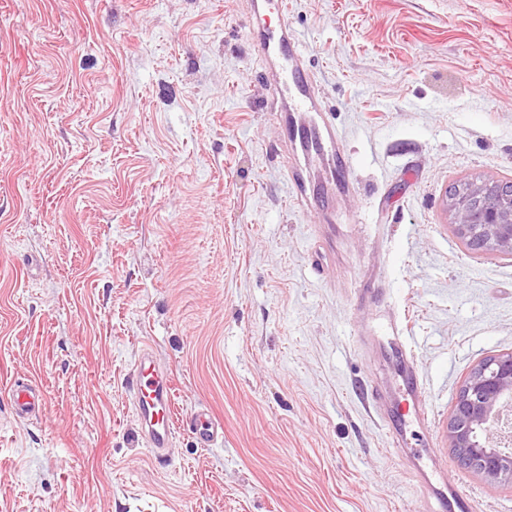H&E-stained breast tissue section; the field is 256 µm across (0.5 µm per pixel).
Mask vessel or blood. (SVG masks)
I'll return each instance as SVG.
<instances>
[{
  "label": "vessel or blood",
  "mask_w": 512,
  "mask_h": 512,
  "mask_svg": "<svg viewBox=\"0 0 512 512\" xmlns=\"http://www.w3.org/2000/svg\"><path fill=\"white\" fill-rule=\"evenodd\" d=\"M286 0H252L251 18L254 47L260 59L271 62L268 79L277 103V122L284 142L299 145L301 150L318 159L331 154L340 168L341 186H348L347 171L351 158L340 148L335 132L328 129L320 108L321 89L302 58L303 48L288 32L284 16ZM404 364L409 396L414 414L427 420L429 411L422 400L423 389L419 374L405 345L399 328H392L389 341ZM140 432L152 453L167 455L174 435L172 416V382L169 374L157 364L151 350H144L130 381ZM11 402L17 417L25 418L39 412L43 396L32 385L11 383ZM192 432L201 445L214 442L218 430L207 411H198L192 419ZM435 499L436 512H471L468 495L447 484L446 480L429 484Z\"/></svg>",
  "instance_id": "1"
}]
</instances>
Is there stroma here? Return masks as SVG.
Masks as SVG:
<instances>
[{
  "mask_svg": "<svg viewBox=\"0 0 512 512\" xmlns=\"http://www.w3.org/2000/svg\"><path fill=\"white\" fill-rule=\"evenodd\" d=\"M248 2L0 0V512H429L431 447L472 512H512L448 438L470 371L512 352V254L444 209L512 179V0H288L354 185L301 161L303 208ZM147 347L160 460L127 384ZM403 337L404 336H401V332L397 326L392 327L389 344L397 351L398 357L404 363V371L410 391L409 396L414 409V414L419 420L427 421L429 417V411L422 400L423 389L420 383L419 374L416 368L413 366L412 357L407 350L405 341L402 339ZM140 432L156 456L171 448L175 423L172 416V382L157 364L152 350L142 352L130 380ZM12 408L18 418H26L40 412L43 405V395L32 385H19L16 380L10 385ZM192 433L202 446H208L214 442L218 435L217 427L207 411H198L192 419Z\"/></svg>",
  "mask_w": 512,
  "mask_h": 512,
  "instance_id": "obj_1",
  "label": "stroma"
}]
</instances>
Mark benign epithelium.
<instances>
[{
    "mask_svg": "<svg viewBox=\"0 0 512 512\" xmlns=\"http://www.w3.org/2000/svg\"><path fill=\"white\" fill-rule=\"evenodd\" d=\"M451 224L478 252H512V181L469 182L449 193ZM458 461L489 480L512 483V353L472 369L448 422Z\"/></svg>",
    "mask_w": 512,
    "mask_h": 512,
    "instance_id": "benign-epithelium-1",
    "label": "benign epithelium"
}]
</instances>
